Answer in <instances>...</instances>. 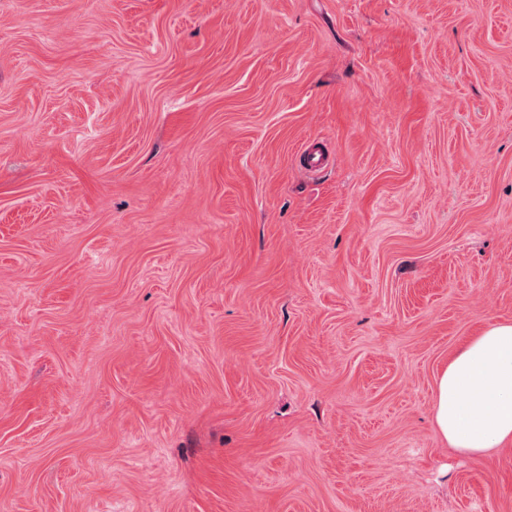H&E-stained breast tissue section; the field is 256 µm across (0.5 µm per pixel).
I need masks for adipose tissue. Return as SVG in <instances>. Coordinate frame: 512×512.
Instances as JSON below:
<instances>
[{
  "instance_id": "ef3b65f1",
  "label": "adipose tissue",
  "mask_w": 512,
  "mask_h": 512,
  "mask_svg": "<svg viewBox=\"0 0 512 512\" xmlns=\"http://www.w3.org/2000/svg\"><path fill=\"white\" fill-rule=\"evenodd\" d=\"M433 417L457 453L512 445V322L490 324L449 358L435 378Z\"/></svg>"
}]
</instances>
